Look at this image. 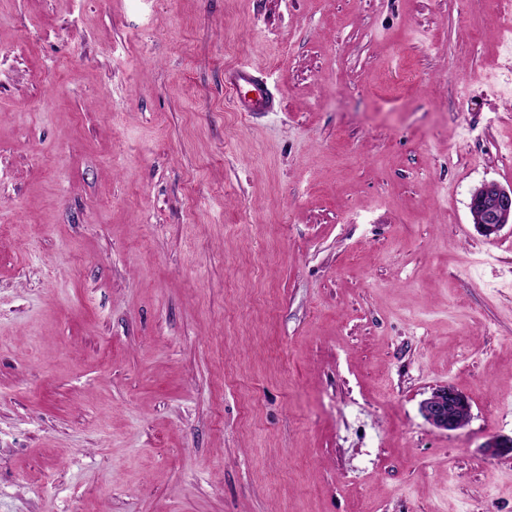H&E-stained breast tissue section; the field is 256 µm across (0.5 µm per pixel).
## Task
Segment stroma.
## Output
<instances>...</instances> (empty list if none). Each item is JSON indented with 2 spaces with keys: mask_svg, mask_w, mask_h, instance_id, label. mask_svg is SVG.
<instances>
[{
  "mask_svg": "<svg viewBox=\"0 0 512 512\" xmlns=\"http://www.w3.org/2000/svg\"><path fill=\"white\" fill-rule=\"evenodd\" d=\"M485 183L500 0H0V512H512ZM224 81L236 93L238 105L243 112H274L277 109L278 103L266 81L252 69H227ZM470 410L468 399L450 386L436 389L421 405L426 422L446 432L463 427L470 416Z\"/></svg>",
  "mask_w": 512,
  "mask_h": 512,
  "instance_id": "stroma-1",
  "label": "stroma"
}]
</instances>
